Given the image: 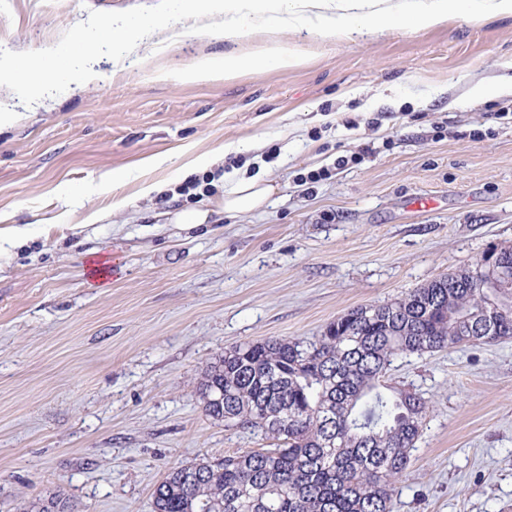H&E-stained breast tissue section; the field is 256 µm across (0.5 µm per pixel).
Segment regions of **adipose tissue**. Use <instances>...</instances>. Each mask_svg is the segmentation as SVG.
<instances>
[{"label":"adipose tissue","mask_w":512,"mask_h":512,"mask_svg":"<svg viewBox=\"0 0 512 512\" xmlns=\"http://www.w3.org/2000/svg\"><path fill=\"white\" fill-rule=\"evenodd\" d=\"M463 12L478 19L512 16V0H166L162 13L141 17L134 24H113L111 37L100 41L97 53L111 57L113 65H121L131 54L147 51L176 23L183 29L206 33L220 28L228 39L259 28L306 25L318 39L333 42L383 26L410 23L435 27ZM302 62L297 51L272 41L253 55H228L208 68L187 69L182 78L187 82L220 77L229 81L250 67L292 69ZM4 79L20 80L31 89L44 92L52 88L41 62L19 53L0 55V81ZM276 190L274 182L262 176L228 180L223 211L240 214L257 210Z\"/></svg>","instance_id":"ef3b65f1"}]
</instances>
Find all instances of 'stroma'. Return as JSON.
I'll return each mask as SVG.
<instances>
[{
  "label": "stroma",
  "instance_id": "obj_1",
  "mask_svg": "<svg viewBox=\"0 0 512 512\" xmlns=\"http://www.w3.org/2000/svg\"><path fill=\"white\" fill-rule=\"evenodd\" d=\"M160 6L0 0V49L42 57L58 87L29 110L22 84L0 85L22 111L0 129V215L27 229L0 255V512L52 496L152 512L171 468L270 445L206 415L197 385L215 356L315 341L352 308L512 245V114L496 116L508 97L470 96L512 80V17L335 43L287 28L278 38L302 67L229 82L181 75L255 52L265 33L188 32L69 83L113 18ZM60 44L65 55L44 56ZM218 152L212 174H266L278 192L250 213L167 223L215 202L176 190L185 165ZM320 169L328 179L306 182ZM146 181L169 194L139 197ZM92 252L112 267L108 287L87 285ZM385 382L428 405L394 512H512V338L399 355Z\"/></svg>",
  "mask_w": 512,
  "mask_h": 512
}]
</instances>
